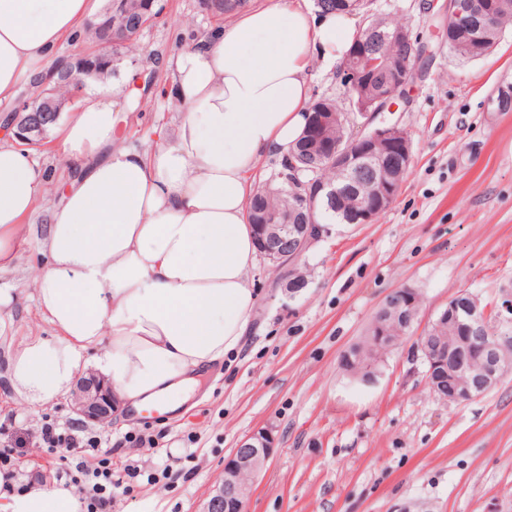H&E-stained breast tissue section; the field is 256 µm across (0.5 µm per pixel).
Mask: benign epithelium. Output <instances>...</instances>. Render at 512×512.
I'll return each instance as SVG.
<instances>
[{
  "mask_svg": "<svg viewBox=\"0 0 512 512\" xmlns=\"http://www.w3.org/2000/svg\"><path fill=\"white\" fill-rule=\"evenodd\" d=\"M374 0H337L342 11L362 16L368 26L361 30V36L348 52L342 66L341 78L356 81L361 71L385 75L382 88L375 95L377 107L372 110H350L339 116L334 112L311 113L307 134L324 139V151L320 159L326 160L338 169L372 165L383 168L390 163L407 167L411 163V141L407 133L396 125L378 124L379 112L392 111L394 100L401 96L411 80V74L402 65H387L379 61H366L365 43L382 35L379 24L373 21L370 9ZM502 0H446L448 32H464L472 42L481 43L492 31ZM129 15L124 0H110L103 14V20L90 24V31L98 36V49L73 57L61 58L44 84H68L75 86V92L67 99H59L48 90L41 96L39 107L34 108L26 100L15 107L6 120V125L15 128L16 138L24 145L33 146L43 141L48 120L42 118L50 113L52 120L59 119L64 108L81 97L88 84L102 79L107 67L112 65L110 51L128 34ZM349 124L353 132L350 141L355 148H343L339 141L327 140V134L336 124ZM396 187L381 182L375 189L376 200L359 208L352 219L354 224H370L392 201ZM293 196L295 207L309 212L312 219L308 224L278 223V215L260 214L256 230L261 243L259 253L275 266L284 264L292 267L305 259L307 253L330 233L327 224L314 219L317 202L336 196V189L314 179L296 180ZM415 299L411 288L395 289L380 306V318L376 330L377 342L387 335L386 325L400 321L412 327L418 322V313L413 308ZM487 310L477 298L467 291L460 298L441 309L428 323L438 330L452 321L462 330L458 337L460 347L453 352L448 347L427 335L419 339L421 359L425 364V382L428 388L436 390L441 378L450 373L463 377L458 383L460 404L471 402L490 390L501 380L512 375V364L503 357L504 347L498 343L484 342L487 334ZM80 398L76 413L92 422L105 423L112 420V387L94 375L78 382ZM274 437L269 429H260L243 438L232 456L224 464V478L211 492L202 512H248L251 481L255 479L273 452Z\"/></svg>",
  "mask_w": 512,
  "mask_h": 512,
  "instance_id": "benign-epithelium-1",
  "label": "benign epithelium"
}]
</instances>
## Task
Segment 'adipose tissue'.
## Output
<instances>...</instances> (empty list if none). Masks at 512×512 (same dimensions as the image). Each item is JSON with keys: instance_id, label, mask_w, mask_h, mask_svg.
Wrapping results in <instances>:
<instances>
[{"instance_id": "adipose-tissue-1", "label": "adipose tissue", "mask_w": 512, "mask_h": 512, "mask_svg": "<svg viewBox=\"0 0 512 512\" xmlns=\"http://www.w3.org/2000/svg\"><path fill=\"white\" fill-rule=\"evenodd\" d=\"M100 7L0 0V103L15 99L22 75H42V61ZM354 34L306 0L236 12L164 60L163 92L180 117L151 152L127 143L108 93L54 127L59 156L76 169L58 192L12 128L0 133V272L39 237L33 296L52 329L12 346L9 390L41 407L92 374L111 384L115 406L172 411L237 351L257 304L247 177L287 155L306 125L314 61H342ZM39 207L38 230L27 219ZM6 499L0 512L81 508L62 486L32 483Z\"/></svg>"}]
</instances>
